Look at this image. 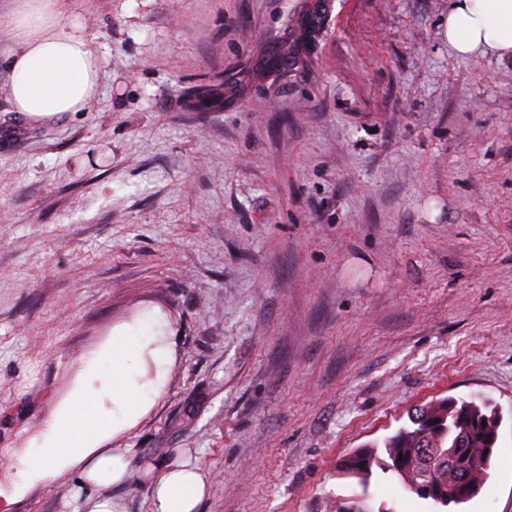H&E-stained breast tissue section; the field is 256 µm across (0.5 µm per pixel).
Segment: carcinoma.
Masks as SVG:
<instances>
[{
    "label": "carcinoma",
    "instance_id": "1",
    "mask_svg": "<svg viewBox=\"0 0 512 512\" xmlns=\"http://www.w3.org/2000/svg\"><path fill=\"white\" fill-rule=\"evenodd\" d=\"M409 424L338 460L336 469L369 483L373 469L396 477L423 497L431 484L434 504L460 505L485 485L501 418L490 399L431 400L408 414Z\"/></svg>",
    "mask_w": 512,
    "mask_h": 512
}]
</instances>
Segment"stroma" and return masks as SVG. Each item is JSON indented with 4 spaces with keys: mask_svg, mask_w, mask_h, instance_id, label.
I'll return each instance as SVG.
<instances>
[{
    "mask_svg": "<svg viewBox=\"0 0 512 512\" xmlns=\"http://www.w3.org/2000/svg\"><path fill=\"white\" fill-rule=\"evenodd\" d=\"M449 2L67 0L97 98L34 121L0 94L1 484L79 356L155 311L177 360L111 442L124 512H151L143 471L180 448L211 477L199 512H440L336 461L476 394L502 423L455 512H512V57L452 55ZM94 493L73 470L0 512Z\"/></svg>",
    "mask_w": 512,
    "mask_h": 512,
    "instance_id": "35a3bbf8",
    "label": "stroma"
}]
</instances>
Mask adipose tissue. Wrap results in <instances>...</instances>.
Listing matches in <instances>:
<instances>
[{"mask_svg": "<svg viewBox=\"0 0 512 512\" xmlns=\"http://www.w3.org/2000/svg\"><path fill=\"white\" fill-rule=\"evenodd\" d=\"M64 0H19L0 28L15 43L5 92L17 112L57 120L85 111L100 92L103 70L96 41L83 20H66ZM445 36L459 57L512 55V0H453ZM174 349L167 322L144 314L135 325L113 329L100 350L86 353L72 390L13 461L9 498L80 469L100 494L88 512H121L110 487L123 484L130 462L106 443L133 428L163 394ZM153 512H197L209 487L206 470L188 452L147 468Z\"/></svg>", "mask_w": 512, "mask_h": 512, "instance_id": "obj_1", "label": "adipose tissue"}]
</instances>
